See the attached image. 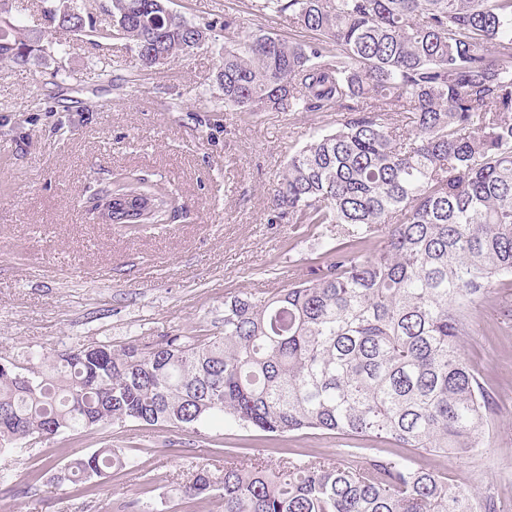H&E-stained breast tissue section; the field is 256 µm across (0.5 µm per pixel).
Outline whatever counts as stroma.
<instances>
[{
	"label": "stroma",
	"instance_id": "stroma-1",
	"mask_svg": "<svg viewBox=\"0 0 512 512\" xmlns=\"http://www.w3.org/2000/svg\"><path fill=\"white\" fill-rule=\"evenodd\" d=\"M259 0H169L208 27L192 55L153 69L124 40L92 46L69 36L64 51L26 68L0 70V362L24 367L33 353L75 343L150 342L171 334H223L224 299L265 296L311 277L336 246L332 224L270 223V194L289 157L338 112H256L224 104L216 81L228 33L308 39ZM63 82H55V75ZM136 169L178 193L169 223L132 231L97 220L84 202L115 173ZM512 288L493 287L470 308L463 350L496 398L491 447L435 457L466 492L512 512ZM343 436L319 430L273 435L237 424L145 426L137 422L34 440L0 454V512H224L219 492L194 499L176 484L200 469L277 463L300 454L333 457ZM121 449L133 469L93 480L89 490L57 484L72 453Z\"/></svg>",
	"mask_w": 512,
	"mask_h": 512
}]
</instances>
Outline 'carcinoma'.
I'll use <instances>...</instances> for the list:
<instances>
[{
	"mask_svg": "<svg viewBox=\"0 0 512 512\" xmlns=\"http://www.w3.org/2000/svg\"><path fill=\"white\" fill-rule=\"evenodd\" d=\"M310 42L246 35L224 46V104L241 112H346L290 156L273 224H334L349 239L325 267L269 297L224 300L221 336L77 343L29 366L0 363V452L34 440L139 422L230 421L272 434L333 431L363 446L275 468L225 458L185 497L222 490L224 512H497L428 454L490 447L493 400L459 348L469 306L512 288V0H262ZM111 28L69 5L50 27L127 40L141 66L198 48L207 27L167 0H111ZM0 15V67L53 46ZM413 113L412 129L392 122ZM112 224H165L176 191L142 172L112 180ZM409 448L412 454L390 453ZM131 458L104 447L68 460L59 484H86Z\"/></svg>",
	"mask_w": 512,
	"mask_h": 512,
	"instance_id": "1",
	"label": "carcinoma"
}]
</instances>
